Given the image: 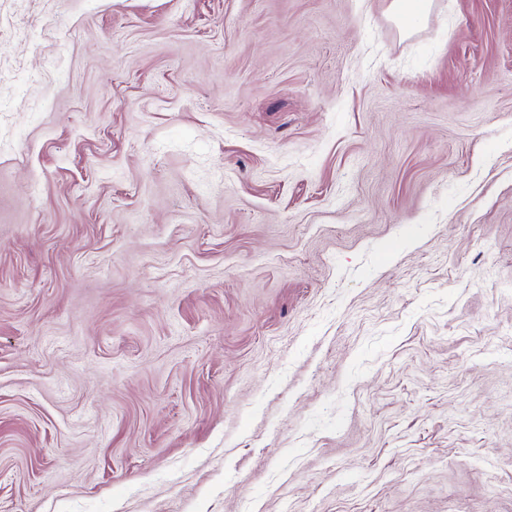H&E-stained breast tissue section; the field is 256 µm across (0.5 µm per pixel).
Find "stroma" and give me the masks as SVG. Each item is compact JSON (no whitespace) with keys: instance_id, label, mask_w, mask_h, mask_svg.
Listing matches in <instances>:
<instances>
[{"instance_id":"1","label":"stroma","mask_w":512,"mask_h":512,"mask_svg":"<svg viewBox=\"0 0 512 512\" xmlns=\"http://www.w3.org/2000/svg\"><path fill=\"white\" fill-rule=\"evenodd\" d=\"M0 0V512H512V0ZM429 0H394L391 8L396 17L408 19L405 29H412L419 25L425 18L430 7Z\"/></svg>"}]
</instances>
